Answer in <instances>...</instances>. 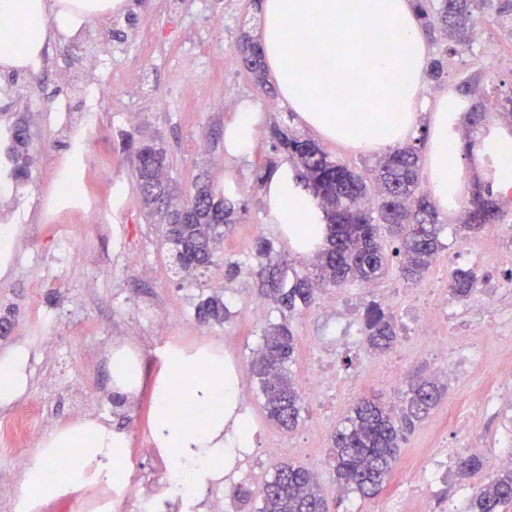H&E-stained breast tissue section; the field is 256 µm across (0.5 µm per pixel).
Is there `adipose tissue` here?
Instances as JSON below:
<instances>
[{
    "mask_svg": "<svg viewBox=\"0 0 512 512\" xmlns=\"http://www.w3.org/2000/svg\"><path fill=\"white\" fill-rule=\"evenodd\" d=\"M414 0H261L258 31L265 61L281 97L322 137L359 155L382 154L412 138L419 127L427 81L428 49ZM123 0H0V67L36 66L45 45L74 34L90 16L121 10ZM382 38L374 53L371 39ZM430 186L439 209H447L455 189L450 166L464 150L448 132V102L430 116ZM270 202L284 224H317L322 213L290 169L270 181ZM30 352L16 345L0 351V407L28 390ZM115 388L134 397L150 382L153 408L150 435L170 461V472L187 494L200 497L223 479L224 460L248 447L245 415L236 414V383L224 375V357L212 349L188 354L168 346L159 374L146 378L139 354L120 345L108 355ZM184 398L202 414L174 418L173 398ZM77 449L80 463L70 484L125 481L127 437L110 419L89 417L48 432L28 460L17 496L18 512H35L38 503L62 491L57 473L59 449Z\"/></svg>",
    "mask_w": 512,
    "mask_h": 512,
    "instance_id": "obj_1",
    "label": "adipose tissue"
}]
</instances>
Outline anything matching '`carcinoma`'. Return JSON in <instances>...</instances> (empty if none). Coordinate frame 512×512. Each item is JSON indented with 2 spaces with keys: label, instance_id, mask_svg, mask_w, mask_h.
<instances>
[{
  "label": "carcinoma",
  "instance_id": "obj_1",
  "mask_svg": "<svg viewBox=\"0 0 512 512\" xmlns=\"http://www.w3.org/2000/svg\"><path fill=\"white\" fill-rule=\"evenodd\" d=\"M422 28L431 36L440 33L449 48L428 64L431 79L448 77L450 56L455 46H467L476 37L477 13L495 15L498 26L512 39V0H416ZM240 62L260 89L272 92L266 79L263 51L257 41L244 34ZM457 91L465 97L462 122L470 115L486 112L484 77L470 76ZM271 149L282 153L301 174L304 186L318 200L324 213V246L315 252L313 268L302 274L287 272L288 264L275 242L261 238L254 248L259 260L257 275L262 294L275 305L282 321L264 330L262 343L252 362L263 408L269 422L292 430L300 420L303 397L294 386L291 366L296 356V337L288 319L310 307L319 293L329 289L372 284L389 269V255L382 231L394 238L400 276L411 284L422 280L437 254L444 248L443 223L431 194L422 186L421 149L428 139L427 125L420 134L379 158L375 166L359 170L334 159L321 144L288 122L268 127ZM512 135V123L494 132L484 130L477 145L488 158L498 157L494 142L502 134ZM467 145L472 153L474 145ZM29 136L21 133L9 145L4 161L12 175L26 180L32 162ZM151 162L166 170L170 161L164 148L152 141L140 145ZM122 150L135 169L136 184L151 176L147 163L133 154L132 140ZM143 209L153 215L171 208L162 224V237L169 245L175 273L207 269L214 263L217 244L238 223L245 205L232 200L231 192L216 189L205 174L198 175L191 189L177 201L176 182L169 176L157 191L136 190ZM191 210L181 221L179 209ZM462 226L478 232L487 224H509L512 216L500 196L494 178L476 180L466 201ZM478 275L471 269H456L448 277V290L456 297H468L478 290ZM223 298L207 299L197 310L203 322L226 319ZM363 335L367 347L376 353L391 350L397 342L394 316L374 300L363 311ZM441 396L436 378L416 377L409 382L406 405L396 409L375 398H362L336 428L332 436L329 463L338 487L361 498H372L383 490L396 462L407 429L424 418ZM233 496L253 512H328V502L314 474L300 464L284 463L266 481L260 501L252 502L251 491L236 487ZM512 504V468H504L490 482L475 489L469 512H503Z\"/></svg>",
  "mask_w": 512,
  "mask_h": 512
}]
</instances>
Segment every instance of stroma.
<instances>
[{"label": "stroma", "instance_id": "35a3bbf8", "mask_svg": "<svg viewBox=\"0 0 512 512\" xmlns=\"http://www.w3.org/2000/svg\"><path fill=\"white\" fill-rule=\"evenodd\" d=\"M169 0H146L136 8L135 22L126 11L81 25L78 36L85 48L71 50L70 39L53 42L41 65L33 70H0V136L24 119L32 135L34 165L29 179L17 181L0 172V225L15 224L20 237L11 253L0 256V349L18 343L30 352V387L18 408L38 406L44 418L39 434L76 419L95 415L111 419L128 435L125 462L130 473L152 472L160 463L151 455L149 421L152 394L143 390L132 400L111 389L106 355L113 345L131 343L145 361L147 375L161 365L159 350L169 340L187 344H231L240 363L239 398L254 425L250 451L255 464L240 484L259 493L273 468L283 461L311 469L322 486L330 512H383L386 493L370 499L336 497V478L327 463L331 436L347 416L354 400L376 395L399 404L402 386L416 375H431L443 363L453 362L454 339L462 335L475 314L476 297L450 294L425 296L426 288L445 286L453 270L473 269L481 284L499 291L503 310L512 309V223L496 225L473 235L458 225L462 205H449L444 217V250L421 284L406 283L398 270L372 287L344 289L340 302L329 306L327 297L302 310L292 321L297 353L292 367L296 383L308 373L327 372L332 382L323 395H305L298 426L290 432L267 422L250 359L269 324L279 322L274 308L262 319L249 321L245 309L260 295L259 280L249 268L254 261L257 237L277 241L292 268L308 261L288 239L271 211L266 194L255 185V170L270 153L267 125L287 107L280 97L262 94L240 65L235 48L243 33H257L260 17L253 0H188L180 12ZM224 18L223 33L202 35L210 16ZM121 30L123 57L113 60L112 96L102 111L84 110V88L102 79L89 64L95 39ZM153 32L155 48L143 47L138 37ZM512 55V41L502 38L495 23L480 26L478 40L463 51L464 74L481 70L512 85V70L498 67L499 58ZM224 60L223 70L211 66ZM131 63L146 69L143 87L131 89L121 74ZM192 64L203 77L190 90L176 92L181 65ZM75 73L77 82L67 80ZM251 102L260 115V130L243 154L224 146V131L242 104ZM67 111H58L59 103ZM138 113L136 122L125 119V109ZM152 133L161 138L173 160L171 174L180 188H188L199 170H208L211 181L235 191L245 210L235 230L225 238L214 266L203 282L179 279L168 267L166 247L157 225L148 223L134 191L130 163L117 146L123 135ZM87 153L90 169H80L76 154ZM83 185L86 201L96 220L88 222L83 209L58 189L61 169ZM81 254V261L70 258ZM239 261L242 272L227 278L224 259ZM224 294L231 311L224 322H200L196 309L208 295ZM370 299L389 305L395 315L398 338L388 353L370 352L360 334V310ZM445 309L452 317L434 336L418 339L412 319L421 309ZM179 312L182 324L159 329L169 312ZM481 361L469 372L445 379V389L434 410L408 433L401 446L389 487L404 479L439 446L454 458H463L467 436L450 423L465 412L471 395L512 363V338L494 333L480 337ZM81 383L78 402H65L59 387L66 377ZM400 386H393V379ZM278 453H268L270 444Z\"/></svg>", "mask_w": 512, "mask_h": 512}]
</instances>
